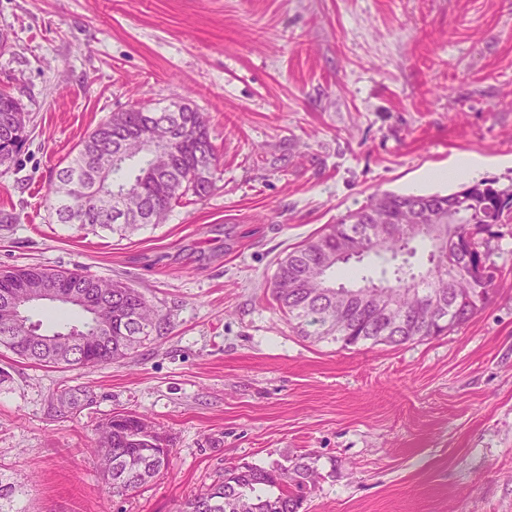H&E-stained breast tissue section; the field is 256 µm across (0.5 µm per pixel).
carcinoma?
<instances>
[{
    "mask_svg": "<svg viewBox=\"0 0 512 512\" xmlns=\"http://www.w3.org/2000/svg\"><path fill=\"white\" fill-rule=\"evenodd\" d=\"M17 118L14 137L0 142V165L11 163L27 137L29 115L21 103L0 90V122ZM182 123L159 127L158 147L147 153L140 135L147 123L168 120L164 112H114L99 123L65 159L48 185L51 209L63 224L99 227L121 238L165 221L173 206L188 196L203 198L214 187L218 159L201 112L181 113ZM123 156L112 165V199L94 175L99 157ZM417 205L416 220L396 224L386 238L376 229L407 206ZM512 213V190L492 181L463 184L448 194L382 192L350 211L277 263L272 282L276 309L298 335L313 342L330 341L346 349L361 343L403 345L450 333L467 324L488 304L497 286L499 267L491 259L495 227ZM448 226L449 252L429 251L430 275L411 258L413 243L430 241L431 227ZM362 248L378 265L353 271L356 279L385 286L383 299L394 316L404 320L398 331L375 311L310 281L311 270L336 257V252ZM45 279L58 280L74 295L92 292L94 277L79 268L39 265L0 268V347L16 356L50 367L77 369L121 362L160 328L159 311L137 289L121 280L99 290L100 311L83 316L85 335L93 337L86 351L58 340L68 324L52 332L38 322L17 326L5 314L14 292ZM103 476L112 495L127 496L158 476L169 463L167 439L141 417L111 416L100 428ZM319 473L300 456L291 464L267 466L234 463L203 492L187 500L180 512H300L315 490Z\"/></svg>",
    "mask_w": 512,
    "mask_h": 512,
    "instance_id": "obj_1",
    "label": "carcinoma"
}]
</instances>
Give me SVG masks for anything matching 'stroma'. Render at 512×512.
Masks as SVG:
<instances>
[{
    "mask_svg": "<svg viewBox=\"0 0 512 512\" xmlns=\"http://www.w3.org/2000/svg\"><path fill=\"white\" fill-rule=\"evenodd\" d=\"M0 89L31 116L0 166V267L79 268L165 317L127 360L61 370L0 348V479L22 512H179L238 462L305 455L301 512H512V223L499 286L459 330L401 346L299 336L279 259L375 191L448 194L462 160L512 186V0H0ZM187 100L219 157L204 198L125 239L50 214V178L110 113ZM77 404H70V397ZM165 435L136 493L96 428Z\"/></svg>",
    "mask_w": 512,
    "mask_h": 512,
    "instance_id": "1",
    "label": "stroma"
}]
</instances>
